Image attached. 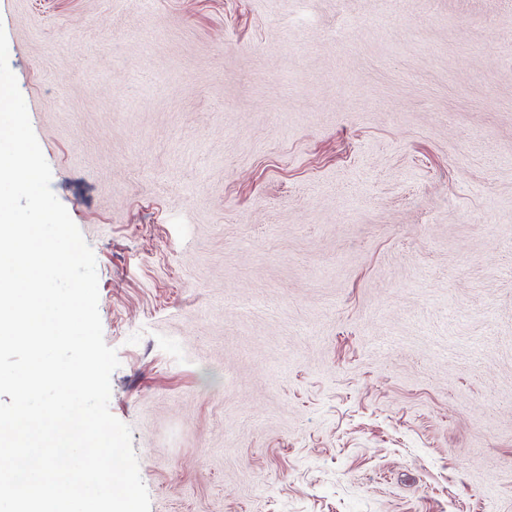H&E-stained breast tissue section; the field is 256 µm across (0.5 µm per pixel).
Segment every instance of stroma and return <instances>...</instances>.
<instances>
[{
    "instance_id": "obj_1",
    "label": "stroma",
    "mask_w": 512,
    "mask_h": 512,
    "mask_svg": "<svg viewBox=\"0 0 512 512\" xmlns=\"http://www.w3.org/2000/svg\"><path fill=\"white\" fill-rule=\"evenodd\" d=\"M150 512H512V0H0Z\"/></svg>"
}]
</instances>
